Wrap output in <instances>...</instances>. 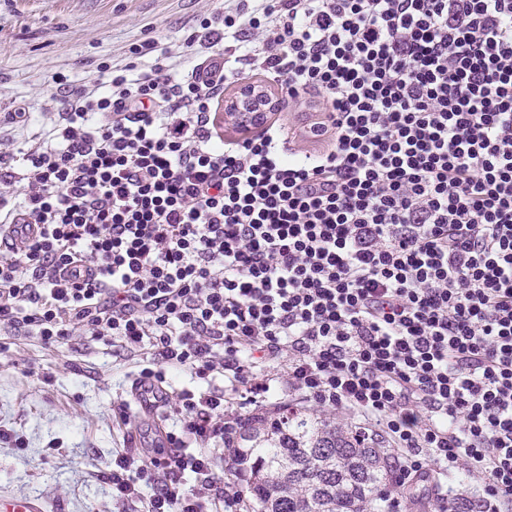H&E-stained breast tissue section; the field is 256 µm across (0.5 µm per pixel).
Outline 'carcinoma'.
I'll return each instance as SVG.
<instances>
[{
	"instance_id": "obj_1",
	"label": "carcinoma",
	"mask_w": 512,
	"mask_h": 512,
	"mask_svg": "<svg viewBox=\"0 0 512 512\" xmlns=\"http://www.w3.org/2000/svg\"><path fill=\"white\" fill-rule=\"evenodd\" d=\"M240 439L233 467L249 469L245 492L256 512H385L387 453L353 425L276 404Z\"/></svg>"
}]
</instances>
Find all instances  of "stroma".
<instances>
[{"label":"stroma","instance_id":"obj_1","mask_svg":"<svg viewBox=\"0 0 512 512\" xmlns=\"http://www.w3.org/2000/svg\"><path fill=\"white\" fill-rule=\"evenodd\" d=\"M212 0H0V145L42 143L53 127V78L98 88L99 62H123L131 45L165 40L183 69L198 57L180 38ZM26 112L18 123L15 113ZM135 365L129 353L76 336L59 348L0 332V492L41 500L46 512H112L105 473L112 451L140 445L119 405Z\"/></svg>","mask_w":512,"mask_h":512}]
</instances>
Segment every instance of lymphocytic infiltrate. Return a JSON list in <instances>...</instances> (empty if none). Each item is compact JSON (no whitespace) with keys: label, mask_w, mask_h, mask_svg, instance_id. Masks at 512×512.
<instances>
[{"label":"lymphocytic infiltrate","mask_w":512,"mask_h":512,"mask_svg":"<svg viewBox=\"0 0 512 512\" xmlns=\"http://www.w3.org/2000/svg\"><path fill=\"white\" fill-rule=\"evenodd\" d=\"M234 39L241 56L225 54ZM57 77V120L0 151V331L139 356L167 442L112 453L113 512H244L234 399L347 416L401 461L390 494L466 474L512 504V0H227L184 39ZM148 63L137 66L139 58ZM249 60L323 111L225 138ZM223 388H215V380Z\"/></svg>","instance_id":"f902f5d3"}]
</instances>
